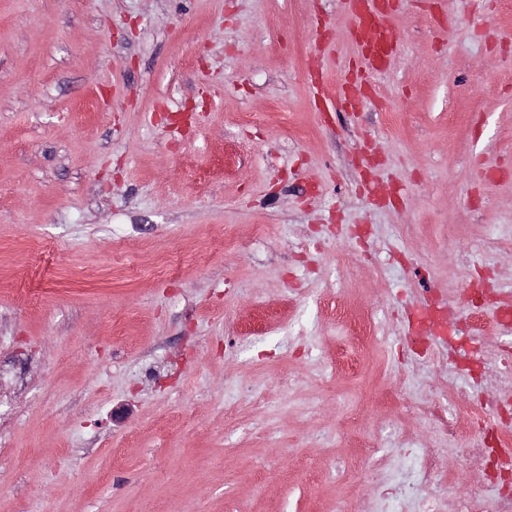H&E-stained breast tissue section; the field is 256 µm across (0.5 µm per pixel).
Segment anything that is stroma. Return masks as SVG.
<instances>
[{"instance_id": "35a3bbf8", "label": "stroma", "mask_w": 512, "mask_h": 512, "mask_svg": "<svg viewBox=\"0 0 512 512\" xmlns=\"http://www.w3.org/2000/svg\"><path fill=\"white\" fill-rule=\"evenodd\" d=\"M391 24L350 110L341 0H0V512H357L409 318L512 301V17ZM346 314L350 320L353 321V323L358 327L359 332H362V336L359 337L363 344L366 345L369 340L375 337L372 336L377 324L374 313L358 308L354 311L347 309Z\"/></svg>"}]
</instances>
